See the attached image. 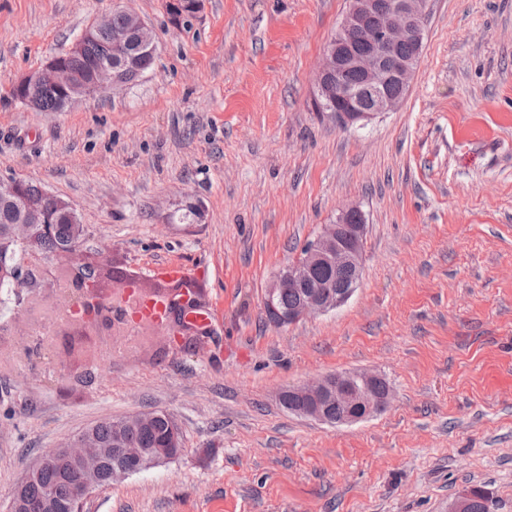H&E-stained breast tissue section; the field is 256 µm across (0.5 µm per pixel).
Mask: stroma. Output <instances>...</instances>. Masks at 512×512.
I'll use <instances>...</instances> for the list:
<instances>
[{"instance_id":"obj_1","label":"stroma","mask_w":512,"mask_h":512,"mask_svg":"<svg viewBox=\"0 0 512 512\" xmlns=\"http://www.w3.org/2000/svg\"><path fill=\"white\" fill-rule=\"evenodd\" d=\"M166 2L0 0V178L71 202L142 287L202 267L212 312L197 347L73 336L48 310L21 344L0 301V512L43 451L152 410L183 454L84 512H448L465 489L512 512V0H430L401 105L350 129L313 106L350 0H198L180 25ZM117 4L152 27L151 70L60 112L12 97ZM348 206L357 290L273 326L270 280ZM336 372L385 379V411L331 427L281 406ZM197 273L184 266L165 265L153 269V277L158 282L176 283L180 281L193 280Z\"/></svg>"}]
</instances>
